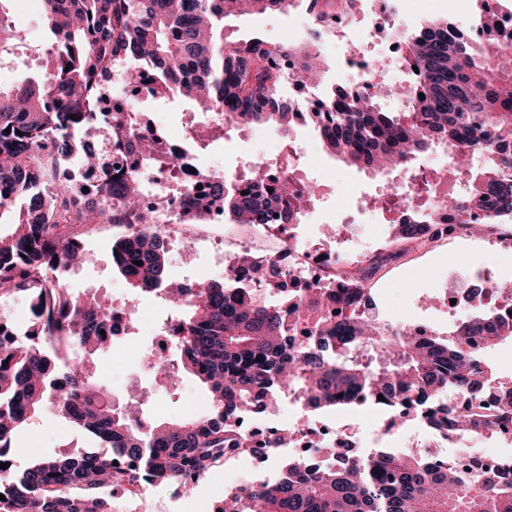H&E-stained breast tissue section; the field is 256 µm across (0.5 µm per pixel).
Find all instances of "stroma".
Masks as SVG:
<instances>
[{
	"label": "stroma",
	"instance_id": "35a3bbf8",
	"mask_svg": "<svg viewBox=\"0 0 512 512\" xmlns=\"http://www.w3.org/2000/svg\"><path fill=\"white\" fill-rule=\"evenodd\" d=\"M362 16L360 23L341 28L337 36L323 39L319 49L328 64L319 89L297 88L289 85L291 95L316 98L318 92L332 87H354L357 74L345 62L346 40L362 33L363 20H375L376 0H356ZM13 25L26 37V46L17 50L10 63L0 66V84L16 85L40 72L45 53L54 36L42 23L41 0H6L4 4ZM512 13V0H397L394 24L382 25L369 48L383 52L397 29L416 28L439 18L448 20L464 30L482 23L487 10ZM311 18L301 0H295L288 12H267L243 15L226 20L224 37L230 41L246 40L262 35L268 42L301 46L310 38ZM302 143L300 157L293 161L303 180L317 188V208L311 223L302 225V238L315 245L333 242L336 233L345 232L350 243L366 246L374 233L391 232L389 213L373 217L366 212L367 201L399 193L400 176L394 173H372L347 166L330 156L310 126L288 131L276 127L235 129L224 138L212 141L196 156V165L204 170L240 172L253 161L271 159L287 151L290 142ZM85 244L87 262L71 270L67 279L70 288L114 298L131 305V329L124 341L127 355L140 354L153 335L161 333L164 319L170 314L165 303L154 296L133 291L112 265V242L117 230L102 223L79 227ZM457 263L469 271L490 270L496 279L512 281V248L507 244L478 235L466 240L446 239L433 251L409 254L396 261L379 265L371 280L377 285L375 298L383 304L387 317L410 324L428 322L440 332H448L452 324L448 311L437 290L448 280L449 263ZM168 274L176 280L193 281L218 279L224 271L212 259L210 242L199 241L194 246L173 248L168 253ZM96 376L109 387L126 391L130 384L147 390L150 408L164 410L165 421L186 418L187 405L210 407V394L205 385L191 375H183L176 385L161 379L132 376L129 367L109 356L96 359ZM91 438L81 430L70 427L51 413L35 417L32 424L18 432L12 451V468L20 471L35 459L68 450L87 448ZM262 461L245 456L234 465H216L196 479L191 489L168 484L156 489L148 500L145 512H212L214 504L223 500L226 489L247 482L253 471L261 469Z\"/></svg>",
	"mask_w": 512,
	"mask_h": 512
}]
</instances>
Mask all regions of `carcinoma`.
Returning a JSON list of instances; mask_svg holds the SVG:
<instances>
[{
	"instance_id": "1",
	"label": "carcinoma",
	"mask_w": 512,
	"mask_h": 512,
	"mask_svg": "<svg viewBox=\"0 0 512 512\" xmlns=\"http://www.w3.org/2000/svg\"><path fill=\"white\" fill-rule=\"evenodd\" d=\"M44 20L55 37L45 72L8 90L0 88V297L21 295L30 312L29 342L11 339L14 321L0 314V454L16 432L45 410L89 434L99 450L61 453L36 460L21 472L0 475V512H112L100 490L145 477L152 484L178 483L205 473L224 448L268 458L276 443H248L230 428L240 416L294 398L301 411L323 412L374 401L400 411L406 403L428 409L429 423L452 435L490 438L512 418V380L499 378L487 352L512 345V311L485 306L459 320L448 335L430 342L406 331L388 336L376 322L331 323L322 315L323 295L300 289L277 303L267 283L257 294L242 279L183 282L167 276V230L146 199L157 186L146 173L184 166L186 154L169 152L151 128L138 131L136 113L118 106L97 110L112 67L125 66L130 93L169 101L191 99L208 111L190 140L200 149L224 136L221 114L240 126L282 128L294 120L281 89L286 66L301 63L295 81L322 80L320 57L299 46H274L260 36L224 40V20L288 7V0H42ZM311 42L322 37L327 0H305ZM24 37L0 6V64L22 47ZM404 59L417 67L403 93L384 77L369 76L374 92L346 104H319L305 119L328 154L360 170L397 172L407 191L431 189L445 170L425 176L418 159L437 145L448 147L462 191L448 195V209L464 217L484 207L512 216V57L500 31L472 43L448 22L426 23L402 37ZM402 95L403 105L388 101ZM109 152L87 148L106 128ZM99 174V198L81 209L76 189L58 170L74 157ZM291 160L252 163L246 178L199 171L207 181L189 189L184 209L204 219L224 206L234 224H265L268 216L254 189H272L282 224L301 216L309 185L293 181ZM24 206L17 207L19 200ZM108 222L122 227L112 243V263L134 290L153 294L171 308L177 359L165 374L194 376L211 396L212 412L143 430L135 411L112 404V392L95 377L93 357L112 351L101 334L112 322V303L97 295L78 298L61 273L85 258L73 229ZM454 224L395 225L404 239L449 235ZM142 265L137 266L133 261ZM372 264L356 270L336 291V307L359 301ZM470 336L480 348H463ZM487 404L492 412L467 413L465 427L451 398ZM384 454L378 466L353 454L324 465L306 457L279 464L271 483H250L224 494L222 512H512V480L477 471H441L428 460ZM121 456L135 468L121 470Z\"/></svg>"
}]
</instances>
